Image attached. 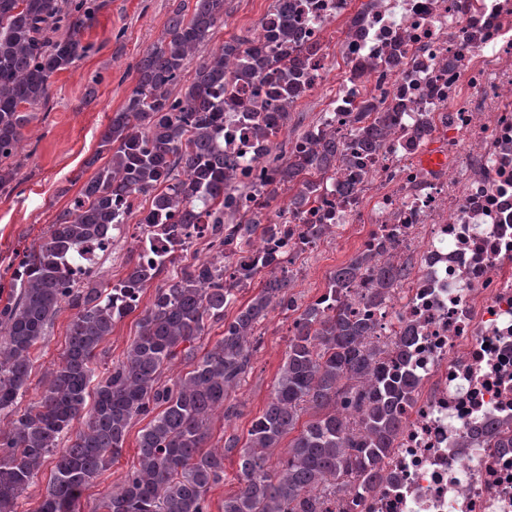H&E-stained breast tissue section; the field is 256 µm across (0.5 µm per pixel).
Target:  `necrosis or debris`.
I'll return each instance as SVG.
<instances>
[{"label": "necrosis or debris", "mask_w": 512, "mask_h": 512, "mask_svg": "<svg viewBox=\"0 0 512 512\" xmlns=\"http://www.w3.org/2000/svg\"><path fill=\"white\" fill-rule=\"evenodd\" d=\"M346 29L349 76L326 118L342 145L315 199L282 212L287 236L258 241L282 263L307 251L313 224L366 225L360 246L409 260L408 277L379 308L361 276L350 310L380 346L402 339L394 373L417 384L385 479L336 512H512V0H306L283 60L301 57L308 91L325 83L328 29ZM265 93L236 86L224 108V166L260 190L266 143L243 120ZM365 98L386 135L366 144L350 115ZM440 169L422 158L431 146Z\"/></svg>", "instance_id": "obj_1"}]
</instances>
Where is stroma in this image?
<instances>
[{
	"label": "stroma",
	"instance_id": "1",
	"mask_svg": "<svg viewBox=\"0 0 512 512\" xmlns=\"http://www.w3.org/2000/svg\"><path fill=\"white\" fill-rule=\"evenodd\" d=\"M270 6L271 0H228L224 24L216 28L210 47L257 29ZM171 10L172 0H98L95 21L81 33L89 52L55 75L48 103L34 111L24 129V139L14 158L16 185L9 192H0V273L17 265L18 253L38 241L56 215L78 195L82 179L93 175L87 162L97 151L113 112L122 107L136 84L135 62L161 37ZM210 47L198 49L195 60L205 58ZM326 47L327 80L296 102L288 116L289 136L319 122L337 82L344 76L339 33L329 34ZM358 249L355 235L330 229L311 251L296 258L291 295L303 305L314 301L324 293L330 272L345 264ZM295 318V312L274 311L263 322L261 346L234 395L240 415L228 422L223 411H215L209 447L222 446L224 436L233 433L246 436L252 420L270 397ZM71 319V310L62 309L49 328L20 408L36 402L45 389L47 374L59 363L66 346ZM142 427L139 421L131 426L121 456L84 492L79 512H92L97 499L121 488L137 460Z\"/></svg>",
	"mask_w": 512,
	"mask_h": 512
}]
</instances>
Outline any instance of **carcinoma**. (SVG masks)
<instances>
[{
  "mask_svg": "<svg viewBox=\"0 0 512 512\" xmlns=\"http://www.w3.org/2000/svg\"><path fill=\"white\" fill-rule=\"evenodd\" d=\"M96 0H0V190L15 171L8 164L23 139L31 110L49 100L51 78L90 50L80 31L92 21ZM228 0H174L161 38L136 64L137 81L112 113L99 149L89 162L108 160L59 212L39 244L23 252L0 298V512L15 505L44 460L55 457L46 494L36 512H76L83 492L118 458L132 423L146 421L138 438L137 463L121 489L103 497L94 512H210L211 487L224 479V458H238L237 492L224 498L223 512H332L343 496L360 502L383 479L385 460L400 428L398 408L415 391L410 374H393L386 357L403 356L374 340L373 327L352 317L348 287L373 271L366 295L383 305L402 271L371 251L356 253L330 273L326 296L299 308L288 294L291 276L278 257L255 254L263 237L284 233L265 224L267 214L224 212V191L234 174L224 170V93L228 74L259 78L268 100L292 107L306 94L300 73L270 62L256 34L237 35L213 49L194 70L196 49L224 23ZM69 34L55 39L62 26ZM263 104L244 118L266 137ZM266 200L285 192L297 209L316 195L317 176L340 155L336 138L313 125L288 150L268 149ZM135 194L146 206L122 208ZM203 209L209 247L201 260L147 249L140 240L128 257L125 276L110 284L74 281L67 261L83 246L137 217L154 239L181 241L185 226ZM249 260L259 293L237 306L240 289L224 283L235 257ZM150 304L125 359L97 374L101 345L117 319L139 307L141 294L158 278ZM73 311L61 363L50 373L37 402L18 410L28 389L46 330L58 311ZM236 309L234 317L226 312ZM279 308L298 313L288 351L270 398L251 423L246 441L237 435L220 449L205 448L208 422L224 410L237 416L230 392L245 378L258 344V328ZM224 332L200 352L197 341L208 323ZM191 370L164 378L174 360ZM313 410L299 423L301 415ZM82 427L71 438L73 422ZM288 457L271 463L273 450L289 434Z\"/></svg>",
  "mask_w": 512,
  "mask_h": 512,
  "instance_id": "cac0c4a2",
  "label": "carcinoma"
}]
</instances>
